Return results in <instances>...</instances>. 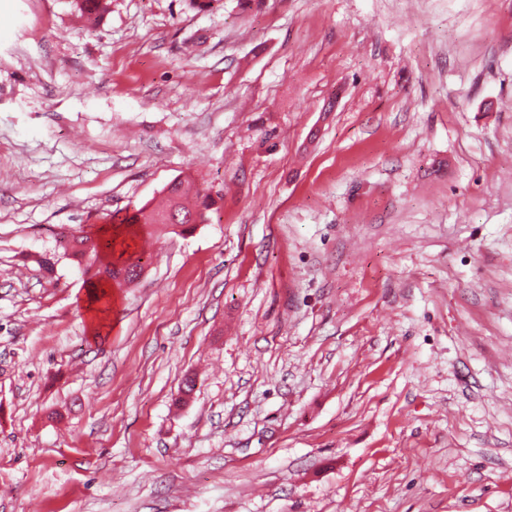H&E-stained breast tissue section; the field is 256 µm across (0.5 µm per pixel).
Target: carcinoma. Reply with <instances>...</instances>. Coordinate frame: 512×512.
<instances>
[{"mask_svg":"<svg viewBox=\"0 0 512 512\" xmlns=\"http://www.w3.org/2000/svg\"><path fill=\"white\" fill-rule=\"evenodd\" d=\"M77 13L93 25L106 10L105 0H73ZM164 201L159 205L145 203L133 213L112 215L113 229L123 228L126 233L136 235L145 230L150 235H182L194 230L198 224H208L211 216L220 210L218 201L223 194L213 191L211 185H200L189 176H178L163 189ZM119 234L110 236L72 235L61 242L58 248L62 255L76 262L88 276L94 288L91 299L100 300L105 289L121 288L139 279L148 258L144 253L129 251V246L118 241Z\"/></svg>","mask_w":512,"mask_h":512,"instance_id":"carcinoma-1","label":"carcinoma"}]
</instances>
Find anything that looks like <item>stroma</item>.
Returning <instances> with one entry per match:
<instances>
[{"label": "stroma", "mask_w": 512, "mask_h": 512, "mask_svg": "<svg viewBox=\"0 0 512 512\" xmlns=\"http://www.w3.org/2000/svg\"><path fill=\"white\" fill-rule=\"evenodd\" d=\"M108 2L0 0V512H512V0ZM213 188V185H200L189 176L175 177L163 189L162 204L148 202L132 214H113L111 220L116 234L108 236L102 232L93 237L71 235L66 240L64 237L65 243L57 240L58 249L62 250L63 256L76 262L88 276L91 288H95L91 299L98 301L106 295L103 288H122L135 282L148 263L144 253L129 252L130 245L124 246L125 239L117 241L121 234L117 232L118 229L124 227L126 233L131 235L143 230L149 235H184L191 232L196 224L210 223L212 214L220 210L218 201L223 199V194L219 191L213 193ZM175 224L181 225L180 232L174 228Z\"/></svg>", "instance_id": "1"}]
</instances>
